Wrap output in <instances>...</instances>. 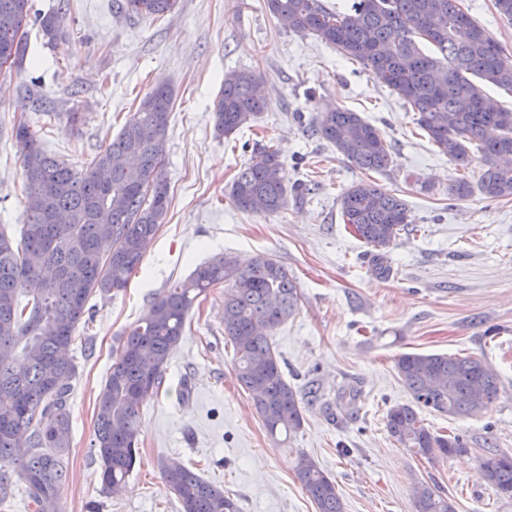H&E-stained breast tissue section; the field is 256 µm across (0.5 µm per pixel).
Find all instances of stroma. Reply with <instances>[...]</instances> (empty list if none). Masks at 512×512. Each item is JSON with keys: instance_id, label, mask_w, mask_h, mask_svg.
<instances>
[{"instance_id": "stroma-1", "label": "stroma", "mask_w": 512, "mask_h": 512, "mask_svg": "<svg viewBox=\"0 0 512 512\" xmlns=\"http://www.w3.org/2000/svg\"><path fill=\"white\" fill-rule=\"evenodd\" d=\"M122 0H32L62 10L65 34L47 44L25 28L22 65L0 74V227L24 222L22 158L13 130L26 119L47 153L82 168L121 131L142 97L171 86L164 143L169 207L141 266L112 299L92 298L70 354L76 365L72 448L63 512H179L158 462L177 459L224 488L242 512H316L293 466L304 451L336 482L346 512H415L428 482L455 512H512V498L484 483L492 451L512 454V198L455 199L448 188L477 184L480 160L456 166L417 125L415 112L374 72L314 35L284 28L265 0H178L164 16H130ZM463 10L512 52V21L494 0H461ZM259 73L269 106L230 137L218 136L212 106L225 72ZM358 112L387 141L388 172L350 167L313 134L323 112ZM83 112L78 125L67 114ZM281 152L288 184L310 191L272 215L239 210L229 186L255 142ZM372 180L402 198L411 225L387 251L389 275L373 249L344 223L341 194ZM270 255L299 289L294 314L271 338L285 378L304 392V422L287 443L271 438L237 384L224 339V289L190 312L159 397L140 410L136 466L122 493H104L91 442L95 406L126 328L155 296L210 257ZM404 353L472 356L499 378V396L474 417L423 412L430 429L459 435L464 453L428 460L391 437L386 412L410 402L395 363ZM317 387V397L307 396ZM360 388L353 416L338 418L339 388Z\"/></svg>"}]
</instances>
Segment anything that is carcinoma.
Returning a JSON list of instances; mask_svg holds the SVG:
<instances>
[{
	"label": "carcinoma",
	"mask_w": 512,
	"mask_h": 512,
	"mask_svg": "<svg viewBox=\"0 0 512 512\" xmlns=\"http://www.w3.org/2000/svg\"><path fill=\"white\" fill-rule=\"evenodd\" d=\"M177 0H125L136 14L160 16ZM285 28L310 33L355 58L417 112V124L439 152L456 165L480 154L482 195L512 198V112L504 110L486 86L512 92V55L470 19L460 0H353L346 11L321 0H266ZM30 0H0V48L13 49L11 64L22 60L23 27ZM60 12L38 16L45 39L59 36ZM429 18L439 34L426 39L435 54L419 46V23ZM260 75L238 70L224 74L214 103V127L228 137L268 107ZM173 111V89L157 85L140 101L120 133L82 170L47 154L21 120L15 140L22 156L26 194L20 238L0 230V503L16 482L26 484L33 512H62L67 478L65 456L72 447L69 395L76 374L69 348L93 295L103 300L127 287L168 207L162 172L164 141ZM354 168L385 172L391 154L377 128L357 112L334 108L314 127ZM109 167L111 181L96 172ZM288 186L280 151L256 148L233 178L229 195L244 212L270 215L287 203ZM344 223L376 250L375 269L389 272L386 249L411 224L400 198L374 182L359 181L339 199ZM57 213L71 217L55 222ZM112 226V235L102 228ZM38 284L28 291L29 281ZM219 284L224 289V339L234 349L235 376L251 399L269 435H291L303 424L297 391L281 370L271 336L295 311L298 288L288 269L268 255L243 266L226 254L199 265L185 279L164 289L148 315L122 333L120 352L97 396L95 439L102 490L119 493L132 473L141 435L140 409L158 393L186 319L198 298ZM400 380L411 402L390 407L386 427L414 454L431 459L466 451L459 436L439 435L425 426L419 411L468 417L499 394L496 372L475 357L404 353L397 358ZM361 396L355 387L337 394V406L350 412ZM166 485L180 512H241L237 499L182 462H160ZM294 473L316 512H345L336 482L307 454H298ZM480 477L500 495L512 497V455L494 453ZM415 512H454L428 483L417 486Z\"/></svg>",
	"instance_id": "carcinoma-1"
}]
</instances>
